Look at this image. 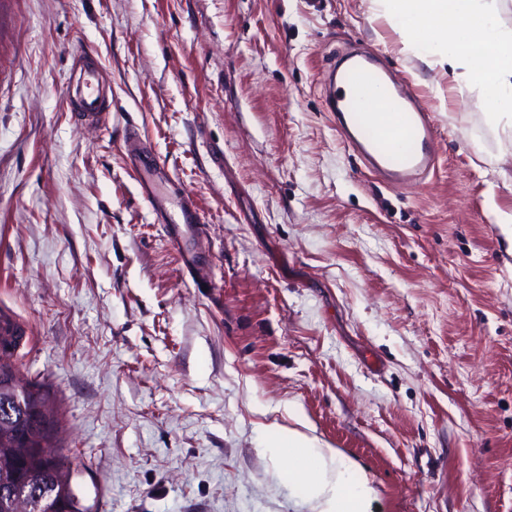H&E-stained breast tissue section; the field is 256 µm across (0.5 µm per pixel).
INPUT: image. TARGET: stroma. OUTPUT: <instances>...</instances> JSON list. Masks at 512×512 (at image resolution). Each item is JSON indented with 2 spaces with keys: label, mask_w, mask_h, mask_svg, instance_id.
I'll list each match as a JSON object with an SVG mask.
<instances>
[{
  "label": "stroma",
  "mask_w": 512,
  "mask_h": 512,
  "mask_svg": "<svg viewBox=\"0 0 512 512\" xmlns=\"http://www.w3.org/2000/svg\"><path fill=\"white\" fill-rule=\"evenodd\" d=\"M360 48L431 113L397 188L326 100ZM97 62L105 126L70 112ZM403 50L381 0H0V314L91 512H317L267 451L307 422L379 512H512V133ZM136 130L197 201L189 275ZM128 157L133 168H157L150 146L136 138L129 142Z\"/></svg>",
  "instance_id": "1"
}]
</instances>
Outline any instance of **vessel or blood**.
Segmentation results:
<instances>
[{"mask_svg": "<svg viewBox=\"0 0 512 512\" xmlns=\"http://www.w3.org/2000/svg\"><path fill=\"white\" fill-rule=\"evenodd\" d=\"M353 74L360 80L349 83L331 96V111L348 116L343 125L345 140L389 185L398 187L426 175L434 165L437 150L436 130L426 113L420 112L413 97L395 83L386 81L367 52L354 55ZM69 101L76 105L82 119L103 123L109 113L104 102V85L98 69L78 58L69 77ZM128 157L133 168H151L155 159L150 146L138 139L129 142ZM139 188L153 206L159 223L171 224L169 244L181 252L184 234L201 221L200 209L190 198L179 202V220L170 223L167 210L158 204L156 186L143 180Z\"/></svg>", "mask_w": 512, "mask_h": 512, "instance_id": "1", "label": "vessel or blood"}]
</instances>
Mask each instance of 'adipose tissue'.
<instances>
[{
	"instance_id": "ef3b65f1",
	"label": "adipose tissue",
	"mask_w": 512,
	"mask_h": 512,
	"mask_svg": "<svg viewBox=\"0 0 512 512\" xmlns=\"http://www.w3.org/2000/svg\"><path fill=\"white\" fill-rule=\"evenodd\" d=\"M405 50L428 65L462 70L467 85L485 97L495 119L512 129V27L501 22L498 0H383ZM273 453L288 455L290 479L299 482L319 512H368L375 490L351 472L335 449L296 429H279Z\"/></svg>"
}]
</instances>
